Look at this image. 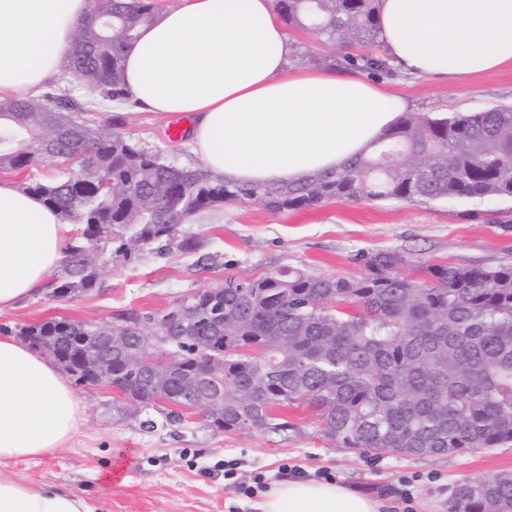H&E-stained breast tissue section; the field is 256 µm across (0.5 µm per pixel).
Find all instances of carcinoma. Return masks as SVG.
<instances>
[{
	"label": "carcinoma",
	"instance_id": "obj_1",
	"mask_svg": "<svg viewBox=\"0 0 512 512\" xmlns=\"http://www.w3.org/2000/svg\"><path fill=\"white\" fill-rule=\"evenodd\" d=\"M286 25L346 46L379 44L381 0H274ZM157 0H88V17L61 69L124 104V54ZM345 64L393 75L384 54L346 56ZM89 109L61 95L0 101V170H25L45 158L81 156L71 175L23 189L40 196L76 226L51 288L54 297L93 292L114 263L134 265L144 253L172 246L196 252L202 242L181 226L221 204L251 203L269 211L312 207L330 199H512V106L429 116L405 112L364 154L334 171L295 183L237 184L207 168L180 167L132 140L123 118L103 128ZM109 185L102 186L103 178ZM354 279L282 268L252 280L224 279L193 295L195 335L174 354L182 361L165 394L145 366L112 357V383L146 413L195 393V341L224 346L222 395L209 418L214 431L284 432L280 410L306 407L320 431L345 448L409 457L474 453L512 443V266L413 265L400 252L370 255ZM351 301L346 313L337 304ZM163 318L130 312L132 350L152 353ZM30 345L50 336H82L94 328L69 320L26 327ZM449 512H512V475L456 485Z\"/></svg>",
	"mask_w": 512,
	"mask_h": 512
}]
</instances>
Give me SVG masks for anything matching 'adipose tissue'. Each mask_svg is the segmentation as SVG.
<instances>
[{
  "label": "adipose tissue",
  "mask_w": 512,
  "mask_h": 512,
  "mask_svg": "<svg viewBox=\"0 0 512 512\" xmlns=\"http://www.w3.org/2000/svg\"><path fill=\"white\" fill-rule=\"evenodd\" d=\"M87 0H0V100L52 78ZM382 39L399 70L457 81L512 65V0H382ZM272 0H177L124 56L126 89L149 111L194 119L190 148L215 175L299 182L369 149L407 102L354 73L289 67ZM74 225L17 183L0 182V312L47 291ZM83 407L49 358L0 335V462L53 455L81 435ZM260 512H378L335 482L284 481ZM0 512H95L86 498L0 477Z\"/></svg>",
  "instance_id": "adipose-tissue-1"
}]
</instances>
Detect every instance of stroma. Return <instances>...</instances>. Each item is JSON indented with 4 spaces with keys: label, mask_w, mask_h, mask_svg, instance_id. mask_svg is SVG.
<instances>
[{
    "label": "stroma",
    "mask_w": 512,
    "mask_h": 512,
    "mask_svg": "<svg viewBox=\"0 0 512 512\" xmlns=\"http://www.w3.org/2000/svg\"><path fill=\"white\" fill-rule=\"evenodd\" d=\"M288 34L295 68L333 71L337 58L361 52L307 30L292 28ZM59 80L67 96L90 107L97 123L121 114L132 139L162 151L176 165H198L187 138L168 135L173 124L189 126L188 118L111 103L69 74ZM383 84L406 99L409 111L429 115L512 105V69L455 82L397 71ZM183 232L202 240L201 253L174 249L163 256L144 255L132 266L113 265L99 290L69 300L47 293L24 300L0 313V329L16 335L55 317L105 324L132 311L159 316L185 295L222 285L229 274L251 279L294 267L313 275L357 278L366 271L365 256L381 250L399 251L420 264L512 265L510 199H339L282 212L238 203L201 214ZM76 394L85 418L78 444L52 456L2 463L0 476L75 491L95 501L99 512H257L255 499L238 493L236 483L260 473L268 484H276L286 466L304 470L311 480L330 475L382 501L381 512H448V498L459 481L512 474V447L438 457L347 449L322 436L311 412L302 407L284 410L293 424L285 432H216L198 411L181 424L154 413L157 425L148 430L139 419L116 415L115 392L80 386ZM230 460L237 464L231 481L224 477ZM404 488L413 497L408 506L398 496Z\"/></svg>",
    "instance_id": "35a3bbf8"
}]
</instances>
